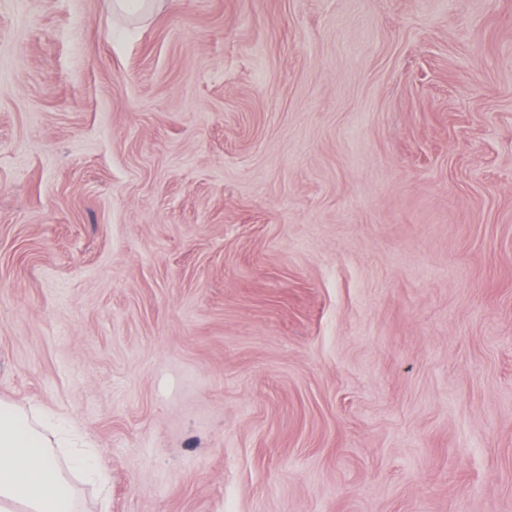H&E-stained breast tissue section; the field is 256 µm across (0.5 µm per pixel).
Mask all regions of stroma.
<instances>
[{"label":"stroma","instance_id":"35a3bbf8","mask_svg":"<svg viewBox=\"0 0 512 512\" xmlns=\"http://www.w3.org/2000/svg\"><path fill=\"white\" fill-rule=\"evenodd\" d=\"M0 401L81 512H512V0H0ZM168 0H113V13L136 18H146L162 10Z\"/></svg>","mask_w":512,"mask_h":512}]
</instances>
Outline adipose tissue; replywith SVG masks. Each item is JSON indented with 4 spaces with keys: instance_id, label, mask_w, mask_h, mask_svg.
Wrapping results in <instances>:
<instances>
[{
    "instance_id": "1",
    "label": "adipose tissue",
    "mask_w": 512,
    "mask_h": 512,
    "mask_svg": "<svg viewBox=\"0 0 512 512\" xmlns=\"http://www.w3.org/2000/svg\"><path fill=\"white\" fill-rule=\"evenodd\" d=\"M47 421L0 402V512H76L68 470L82 473L99 491L108 478L79 433L46 435Z\"/></svg>"
}]
</instances>
